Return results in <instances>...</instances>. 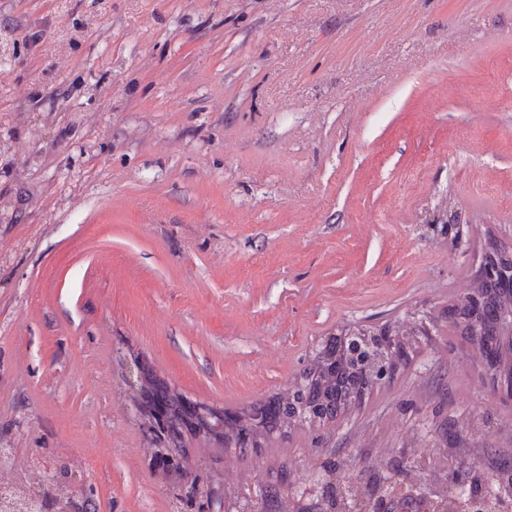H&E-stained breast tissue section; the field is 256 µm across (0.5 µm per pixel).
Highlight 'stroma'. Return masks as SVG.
<instances>
[{
	"label": "stroma",
	"instance_id": "35a3bbf8",
	"mask_svg": "<svg viewBox=\"0 0 512 512\" xmlns=\"http://www.w3.org/2000/svg\"><path fill=\"white\" fill-rule=\"evenodd\" d=\"M0 434L88 512H173L123 391L146 356L233 409L328 336L414 323L335 422L190 443L224 512L296 499L309 462L443 449L512 462V399L448 306L512 242V0H0ZM464 224L453 247L449 200Z\"/></svg>",
	"mask_w": 512,
	"mask_h": 512
}]
</instances>
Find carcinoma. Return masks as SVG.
<instances>
[{"label": "carcinoma", "mask_w": 512, "mask_h": 512, "mask_svg": "<svg viewBox=\"0 0 512 512\" xmlns=\"http://www.w3.org/2000/svg\"><path fill=\"white\" fill-rule=\"evenodd\" d=\"M472 303L461 297L449 308V323L462 335L471 336L475 328L483 329L479 345L483 355H493L497 369L512 379V351L505 348L502 337L512 330V249L498 240L485 246L474 278ZM400 335L394 331L355 327L340 332L341 349H336V335L325 344L305 368L302 380L286 393L269 401L238 411L217 409L188 400L158 375L151 364L136 356L133 387L126 390L135 410L134 422L148 438L153 460L152 471L179 503L178 512H215L218 491L202 485L185 465L186 441L192 438L221 448H262L273 439L288 434V428L301 424L321 425L336 419L349 409L356 397L369 386L362 383L363 366L351 355V347L361 342L371 347L374 363L389 360V345L383 337ZM163 408L165 424H154L156 411ZM42 471L29 465L27 483L34 489V501L45 512H67L71 496L62 494L63 482L48 485L41 481Z\"/></svg>", "instance_id": "1"}]
</instances>
